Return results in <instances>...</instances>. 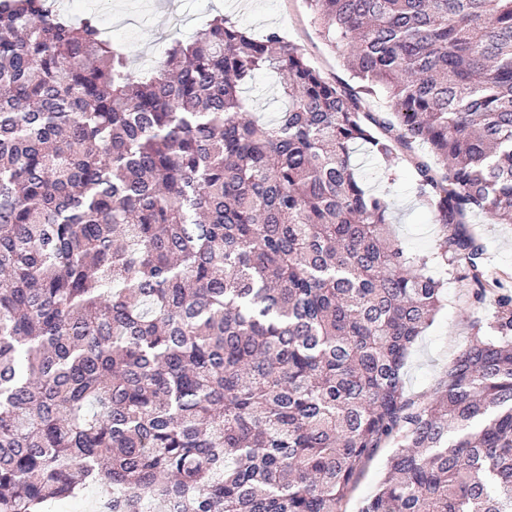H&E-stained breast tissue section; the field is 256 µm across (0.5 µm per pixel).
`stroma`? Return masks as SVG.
<instances>
[{
    "mask_svg": "<svg viewBox=\"0 0 512 512\" xmlns=\"http://www.w3.org/2000/svg\"><path fill=\"white\" fill-rule=\"evenodd\" d=\"M218 15L256 38L278 32L305 49L326 78L349 77L342 55L323 40L304 0H112L110 38L147 72L174 41L189 40ZM245 98L249 111L266 120L285 107L277 80L264 74L248 85ZM356 157L367 186L386 194L391 203L392 235L398 243L411 254L436 252L443 231L420 200L410 170L401 163H385L362 147ZM471 227L483 246L487 271L512 276V224H496L477 214ZM434 273L444 280V305L411 349L404 367L405 394L418 403L432 398L460 348L474 336L476 322L488 321L495 312L490 304L475 307V285L463 267H438Z\"/></svg>",
    "mask_w": 512,
    "mask_h": 512,
    "instance_id": "1",
    "label": "stroma"
}]
</instances>
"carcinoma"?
Masks as SVG:
<instances>
[{
	"label": "carcinoma",
	"instance_id": "carcinoma-1",
	"mask_svg": "<svg viewBox=\"0 0 512 512\" xmlns=\"http://www.w3.org/2000/svg\"><path fill=\"white\" fill-rule=\"evenodd\" d=\"M305 2L355 84L222 16L138 72L95 18L0 0V512H341L388 442L361 512H512V289L466 228L512 224V0ZM364 145L497 308L422 404L443 284L387 240ZM246 98L249 111L264 120L274 119L285 107L281 97L277 78L260 74L247 86L243 94ZM98 498V490L90 487L79 497L55 502L51 507H53L52 511L54 512H66L67 510H78L77 512H95L93 506Z\"/></svg>",
	"mask_w": 512,
	"mask_h": 512
}]
</instances>
